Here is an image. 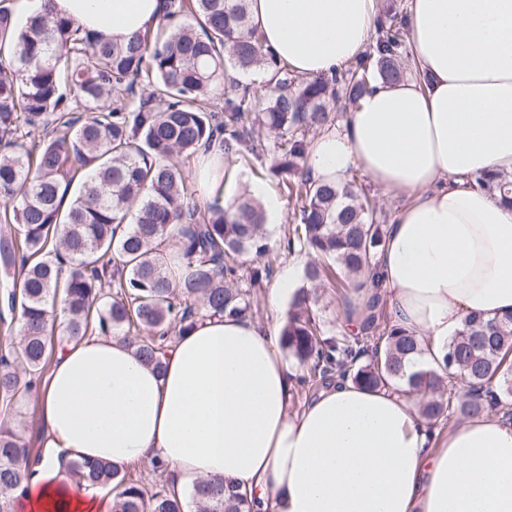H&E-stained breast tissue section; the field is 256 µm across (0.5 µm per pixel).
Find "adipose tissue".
Instances as JSON below:
<instances>
[{"label": "adipose tissue", "instance_id": "adipose-tissue-1", "mask_svg": "<svg viewBox=\"0 0 512 512\" xmlns=\"http://www.w3.org/2000/svg\"><path fill=\"white\" fill-rule=\"evenodd\" d=\"M162 0H17L52 9L118 43L156 31ZM380 0H249L263 44L309 78L358 58ZM408 39L424 81L381 80L339 127L311 142L313 179L361 168L401 198L375 281L393 321L441 361L467 315L512 313V205L472 185L512 174V0H409ZM199 199L229 206L224 149L206 153ZM280 333L203 315L163 369L119 336L67 343L37 391L43 460L17 492L22 512H111L100 487L76 483L72 460L118 468L157 462L184 496L224 479L257 512H512V421L487 414L427 426L420 398L336 380L292 409L295 372Z\"/></svg>", "mask_w": 512, "mask_h": 512}]
</instances>
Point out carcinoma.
Listing matches in <instances>:
<instances>
[{"instance_id": "1", "label": "carcinoma", "mask_w": 512, "mask_h": 512, "mask_svg": "<svg viewBox=\"0 0 512 512\" xmlns=\"http://www.w3.org/2000/svg\"><path fill=\"white\" fill-rule=\"evenodd\" d=\"M169 34L136 36L123 45L84 32L48 12L19 24L0 0V236L5 287L0 322L17 323L19 341L0 338V512H16L15 492L32 467L21 430L22 409L47 373L54 341L53 308L62 295L67 340L98 331L132 341L157 370L171 345L197 318L244 317L250 291L272 274L260 202L240 196L201 215L184 174L185 161L215 141L224 157L272 156L269 172L300 202L288 248L311 259L305 280L326 282L343 301L365 287L385 241L387 217L359 193L312 179L305 168L310 136L338 121L335 104L362 95L364 56L329 75L303 78L263 49L248 0H163ZM403 32L381 20L373 76L404 77ZM270 72L264 91L230 77ZM224 88V110L209 101ZM477 184L512 202L511 175H480ZM176 240L177 260L165 241ZM280 347L312 388L348 377L384 390L407 386L422 395L428 421L512 415V314H472L448 342L443 362L406 373L419 353L416 336L367 302L359 333L324 334L300 289L291 301ZM78 483L112 491V512H254L247 494L223 480H201L180 498L154 465L159 484L146 489L111 462L73 461Z\"/></svg>"}]
</instances>
